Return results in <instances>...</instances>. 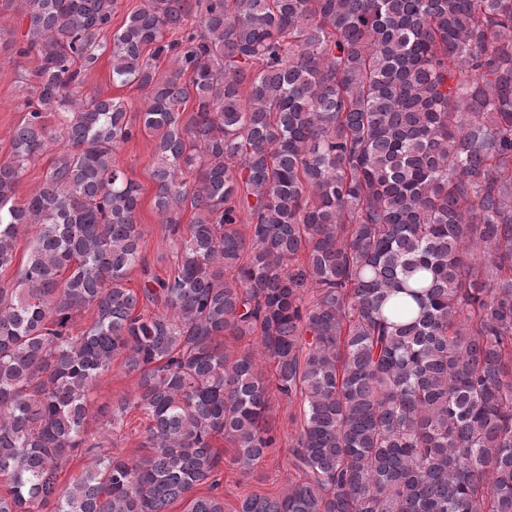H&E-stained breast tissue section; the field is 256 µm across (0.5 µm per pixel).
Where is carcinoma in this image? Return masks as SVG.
Wrapping results in <instances>:
<instances>
[{
	"label": "carcinoma",
	"mask_w": 512,
	"mask_h": 512,
	"mask_svg": "<svg viewBox=\"0 0 512 512\" xmlns=\"http://www.w3.org/2000/svg\"><path fill=\"white\" fill-rule=\"evenodd\" d=\"M7 2L36 108L0 157V273L35 235L0 285V512H168L216 484V439L245 469L276 444L274 393L303 398V479L239 512H512V0H146L112 38L136 125L84 91L118 0ZM138 132L177 254L139 292L140 186L114 158ZM117 358L138 388L110 426L148 421L134 461L85 431ZM60 147L47 151L43 156L32 164L28 165L24 175L21 177L17 188L16 197L19 201H23L28 195L38 189L44 179V175L50 163L51 157ZM33 233L34 229L31 228L20 229L16 239L15 265L11 269L0 274V284L5 288L13 284L17 277L18 270L26 260L27 253L33 240Z\"/></svg>",
	"instance_id": "1"
}]
</instances>
